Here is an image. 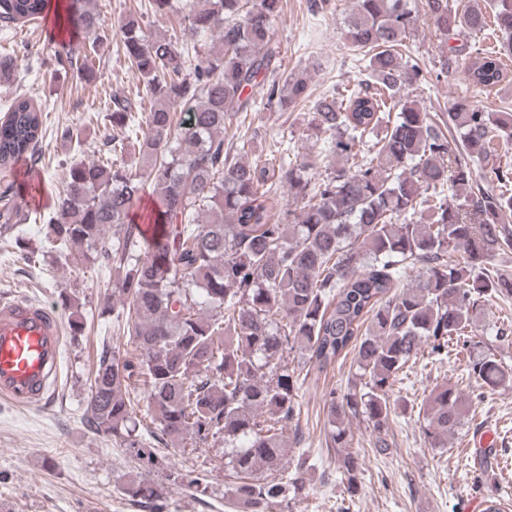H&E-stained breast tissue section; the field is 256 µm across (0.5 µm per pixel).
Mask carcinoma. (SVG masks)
Here are the masks:
<instances>
[{"mask_svg": "<svg viewBox=\"0 0 512 512\" xmlns=\"http://www.w3.org/2000/svg\"><path fill=\"white\" fill-rule=\"evenodd\" d=\"M281 2L197 0L163 36L118 16L113 29L139 87L107 103L112 161L73 162L46 221L57 249L79 247L86 262L112 272L101 313L112 312L134 344L131 353L102 347L88 426L152 461L134 409L144 396L160 444L224 445L213 467L224 469V495L244 512H272L305 493L304 463L291 475L286 468V431L294 427L293 444H301L298 397L307 380L353 353L346 392L339 400L333 389L325 394V444L350 447L353 417L377 432L374 447L384 453L400 372L427 346L439 354L473 345L468 328L479 302L512 298V278L487 269L512 251V165L497 148L512 142V113L467 96L430 111L408 93L429 81L400 50L424 19L448 45L435 79L463 67L470 84L499 91L512 56V0L461 12L449 0H424L422 15L414 0H353L344 36L365 60V76L313 100L309 130L336 156L323 171L282 149L238 158L224 140L239 114L258 111V92L282 110L310 100L306 77L278 79ZM49 11L50 0H0V31ZM64 20L105 37L91 0H67ZM465 32L507 40L473 54L449 45ZM88 49L96 45L54 43L48 79L71 72L96 81ZM177 106L185 112L176 123ZM46 133L41 106L15 95L0 121V230L22 260L27 216L9 176ZM281 187L298 202L286 224L276 212ZM145 194L154 208L136 221ZM409 269L415 275L403 285ZM470 364L483 385L512 386V368L493 353ZM471 405V394L452 384L434 387L418 412L428 447H448ZM336 464L355 493L359 458L345 453ZM125 494L151 512L166 508L161 485L139 476Z\"/></svg>", "mask_w": 512, "mask_h": 512, "instance_id": "1", "label": "carcinoma"}]
</instances>
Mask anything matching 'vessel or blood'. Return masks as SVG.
I'll return each instance as SVG.
<instances>
[{"label":"vessel or blood","instance_id":"obj_1","mask_svg":"<svg viewBox=\"0 0 512 512\" xmlns=\"http://www.w3.org/2000/svg\"><path fill=\"white\" fill-rule=\"evenodd\" d=\"M62 343L55 312L22 296L0 298V397L20 407L50 405Z\"/></svg>","mask_w":512,"mask_h":512}]
</instances>
